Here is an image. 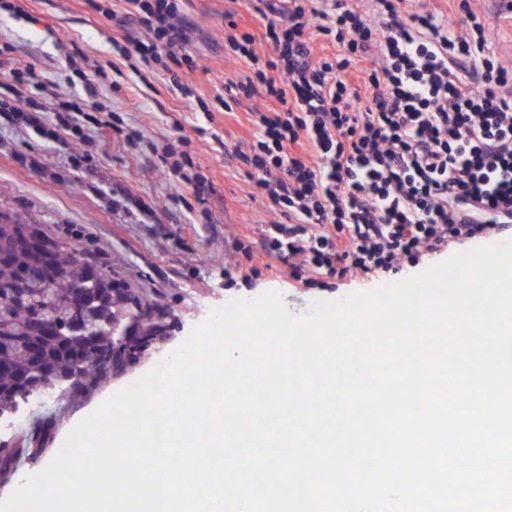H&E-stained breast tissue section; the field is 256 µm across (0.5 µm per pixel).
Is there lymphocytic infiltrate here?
<instances>
[{
    "mask_svg": "<svg viewBox=\"0 0 512 512\" xmlns=\"http://www.w3.org/2000/svg\"><path fill=\"white\" fill-rule=\"evenodd\" d=\"M144 40L112 52L163 65L182 86L186 51L180 0H123ZM261 34L228 35V55L250 67L227 79L246 112L238 158L266 203L264 251L308 285L361 277L404 261L497 236L512 224V63L493 30L461 0L460 18L412 0H256ZM15 77L0 112L42 129Z\"/></svg>",
    "mask_w": 512,
    "mask_h": 512,
    "instance_id": "1",
    "label": "lymphocytic infiltrate"
}]
</instances>
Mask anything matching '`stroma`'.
<instances>
[{"label": "stroma", "mask_w": 512, "mask_h": 512, "mask_svg": "<svg viewBox=\"0 0 512 512\" xmlns=\"http://www.w3.org/2000/svg\"><path fill=\"white\" fill-rule=\"evenodd\" d=\"M18 9L0 2V79L10 70L34 65L50 85L39 96L45 109V133L33 131L0 114V210L25 224L39 225L50 237L79 244L117 283L133 288L166 312L170 329L133 365L80 391H52L32 399L10 421L0 424V441L26 445L36 422L52 418L46 450L21 460L10 479H0L6 499L27 474L43 469L65 445L70 431L114 392L164 363L192 328L214 309L265 292L281 294L289 312L300 314L316 300H337L355 291L406 279L413 265L397 275L328 279L297 288L287 269L261 268L262 241L268 215L254 195L247 169L235 154L241 122L251 102L235 104L232 113L207 120L204 106H215L225 78L247 70V62L228 57L225 36L231 24L253 15L252 0H182L191 24L187 49L198 63L184 77L193 90L184 96L163 67L140 78L132 61L120 62L106 82L96 83V100L112 112V124H85L84 141H74L53 110L55 95L82 97V77L75 58L108 64L112 40L145 37L135 21L117 28L115 20L91 9L85 0H19ZM494 25L497 50L512 61L511 10L500 0H469ZM135 128L143 139L131 146L124 131ZM187 138V151L204 174L208 189L194 195L163 170L158 148ZM259 265V275L242 278L244 260Z\"/></svg>", "instance_id": "1"}]
</instances>
